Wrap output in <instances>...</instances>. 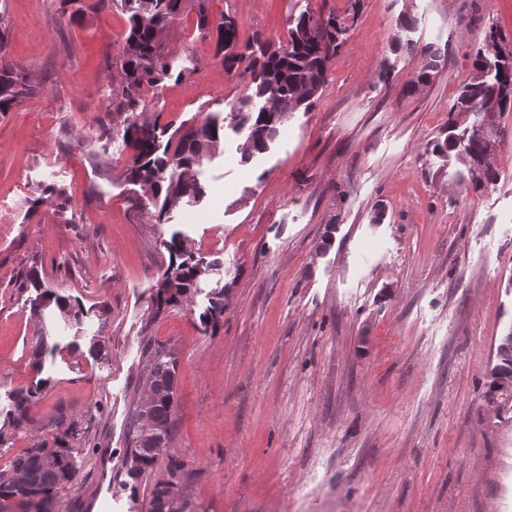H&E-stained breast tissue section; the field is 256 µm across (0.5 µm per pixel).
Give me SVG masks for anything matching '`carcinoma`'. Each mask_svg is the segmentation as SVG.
Wrapping results in <instances>:
<instances>
[{
	"label": "carcinoma",
	"instance_id": "1",
	"mask_svg": "<svg viewBox=\"0 0 512 512\" xmlns=\"http://www.w3.org/2000/svg\"><path fill=\"white\" fill-rule=\"evenodd\" d=\"M129 14L130 29L119 54L112 62L118 79L112 84V113L121 118L123 137L133 143L135 153L126 167V178L151 191L152 204L160 211L181 203L195 204L205 187L197 179V168L211 153L221 135L222 126L206 119L181 136L171 135L161 141L164 130L154 121H146L145 95L161 83L183 71L173 73L170 55L164 52L166 30L187 11L197 15V30L204 39L214 41V53L222 57L228 73L243 69L249 75L252 93L233 113L235 126L247 131L243 158L248 160L266 150L275 136L285 113L309 107L326 83L329 64L343 44L345 20L333 14L305 12L288 28L286 43L266 42L252 48L239 42L238 23L231 13L210 16L207 0H114ZM503 35L492 28L484 44L477 48L472 69L448 112V135L435 141L433 151L471 169L482 152V143L463 120L471 109L492 103L500 111L512 108V57L501 58L488 52L489 44ZM35 86L29 78L10 69L0 70V112L32 96ZM172 261L157 284V309L178 305L187 297L200 277L213 271V266L185 253L181 241L173 237L167 242ZM224 314V290L214 293L211 305L201 314L206 326L219 323ZM149 365L144 373L151 390L149 407L140 402L131 414L129 452L126 459L128 476L137 480L152 469L157 457L149 439L163 441L169 447V428L175 402L174 378L176 362L160 349H149ZM512 376V331L503 336L496 349V364L491 369L487 395L502 401L512 400V388L500 390L499 377ZM77 428L55 439V447L34 443L17 458L8 473H0V499L17 498L25 512H55L58 495L70 484L74 460L79 449L70 445L68 437ZM180 465L173 461L170 479L156 484L153 498L157 512H175L177 473Z\"/></svg>",
	"mask_w": 512,
	"mask_h": 512
}]
</instances>
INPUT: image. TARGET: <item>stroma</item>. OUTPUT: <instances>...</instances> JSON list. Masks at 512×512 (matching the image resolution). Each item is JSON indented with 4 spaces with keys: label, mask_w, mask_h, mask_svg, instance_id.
Returning <instances> with one entry per match:
<instances>
[{
    "label": "stroma",
    "mask_w": 512,
    "mask_h": 512,
    "mask_svg": "<svg viewBox=\"0 0 512 512\" xmlns=\"http://www.w3.org/2000/svg\"><path fill=\"white\" fill-rule=\"evenodd\" d=\"M208 10L231 12L244 42H287L306 10L357 21L318 98L246 160L228 117L250 79L226 73L183 14L164 41L184 75L147 111L172 132L225 125L198 170L205 197L161 219L124 176L132 149L109 110L126 14L0 0V68L36 87L0 112V472L63 435V413L79 454L60 512H154L174 461L179 512H512V410L484 395L512 331V110L493 184L473 189L432 151L488 30L512 35V0ZM429 47L443 61L413 88ZM175 234L215 269L159 309ZM219 287L209 331L200 315ZM47 289L79 317L37 307ZM151 346L178 360L172 436L134 481L128 423Z\"/></svg>",
    "instance_id": "1"
}]
</instances>
